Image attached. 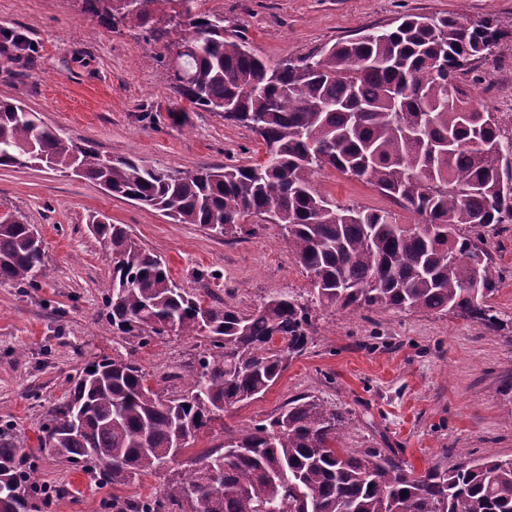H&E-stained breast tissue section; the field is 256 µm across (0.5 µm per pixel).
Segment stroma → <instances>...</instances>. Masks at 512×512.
Here are the masks:
<instances>
[{
    "label": "stroma",
    "instance_id": "35a3bbf8",
    "mask_svg": "<svg viewBox=\"0 0 512 512\" xmlns=\"http://www.w3.org/2000/svg\"><path fill=\"white\" fill-rule=\"evenodd\" d=\"M205 6L240 23L272 66L405 15L478 20L492 14L512 26V0H206ZM163 52L144 32L109 30L80 16L72 0H0V100L21 102L106 156L134 155L184 171L263 162L266 147L254 132L178 100L158 61ZM459 82L474 104L499 117L502 133L512 135V42L461 71ZM176 110L182 121L172 119ZM314 185L337 205L393 210L400 223L415 221L374 186L335 169L316 174ZM1 201L37 227L48 255V276L39 287L0 284V424L12 422L22 432V453L33 457L51 491L39 512H103V501L114 496L130 504L159 495L170 472L104 487L41 446L50 407L88 363L133 352L177 395L207 346L200 336H170L134 349L102 325L101 287L112 260L90 232L88 214L126 225L162 256L178 285L207 303L221 299L248 314L283 291L309 298V277L280 225L216 237L41 165L1 166ZM478 237L498 277L487 301L499 321L496 332L450 314L312 308L305 353L290 358L262 396L202 428L188 455L223 445L226 429L271 418L309 394L349 419L348 448L394 451L419 472L491 453L512 458V224L479 229Z\"/></svg>",
    "mask_w": 512,
    "mask_h": 512
}]
</instances>
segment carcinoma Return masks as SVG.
<instances>
[{
    "label": "carcinoma",
    "instance_id": "carcinoma-1",
    "mask_svg": "<svg viewBox=\"0 0 512 512\" xmlns=\"http://www.w3.org/2000/svg\"><path fill=\"white\" fill-rule=\"evenodd\" d=\"M105 28L143 31L171 52L179 98L251 129L266 147L261 164L190 172L136 156L104 157L0 101V166L44 164L93 180L108 193L160 210L179 224L217 234L271 219L311 279L315 302L358 309L425 311L498 319L484 304L496 291L490 257L468 235L512 224V136L494 113L472 104L457 82L471 61L512 40L497 19L406 16L368 28L299 60L270 66L224 14L198 0H80ZM325 167L373 185L419 217L401 224L385 210L341 207L318 192ZM112 254L103 294L112 333L147 346L162 336H201L209 347L184 393L150 384L132 354L89 363L44 425L50 451L92 470L102 485L173 465L181 473L158 498L130 512H512V458L489 455L453 467L414 469L393 452L351 450L349 422L301 395L276 416L237 431L224 445L182 459L195 433L230 408L265 393L288 358L309 344L311 307L287 292L245 314L204 306L168 274L154 251L123 224L89 216ZM479 273L477 294L465 288ZM46 248L13 206L0 204V284L37 288ZM85 410L73 426L76 408ZM24 439L0 427V512H32L45 493L19 455ZM240 451L233 460L225 452Z\"/></svg>",
    "mask_w": 512,
    "mask_h": 512
}]
</instances>
